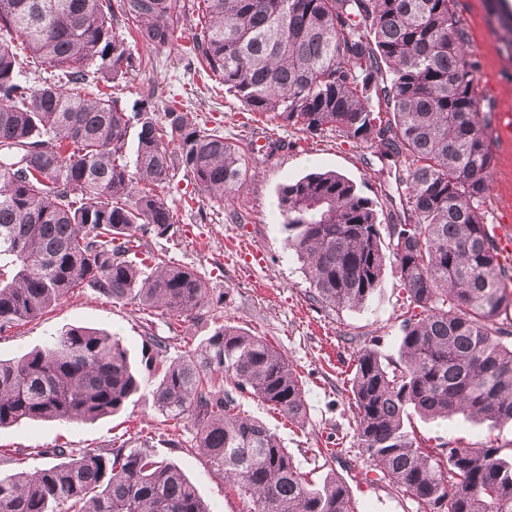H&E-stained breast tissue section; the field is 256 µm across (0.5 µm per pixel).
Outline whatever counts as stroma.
Listing matches in <instances>:
<instances>
[{
	"instance_id": "obj_1",
	"label": "stroma",
	"mask_w": 512,
	"mask_h": 512,
	"mask_svg": "<svg viewBox=\"0 0 512 512\" xmlns=\"http://www.w3.org/2000/svg\"><path fill=\"white\" fill-rule=\"evenodd\" d=\"M455 10L478 63V108L491 113L493 203L487 222L492 225L501 221L497 200L512 190V138L501 127L502 113L512 111V56L486 0H455ZM133 50L147 63L124 86V101H134L147 86H158L164 94L155 103L157 112L176 106L202 126L253 148L247 156L246 184L222 204L201 197L183 170L172 171L167 201L175 224L167 236H144L150 252L166 254L206 278L212 300L193 317L177 321L158 311L146 313L133 300L115 302L92 289H77L44 316L0 332V357L20 356L42 346L50 334L73 326L116 334L136 364L141 361L148 323L155 335L167 339L172 359L192 351L219 325L246 329L266 337L300 373L307 417L300 424L289 421L246 394L237 398L241 415L262 420L287 448L298 470L315 484L330 476L344 481L356 512H416L417 505L408 495L367 472L354 438L351 404L350 379L359 344L374 343L385 357L400 355L405 293L395 266L387 264L381 288L363 305L337 315L312 306L306 296L309 283L288 247L276 210L281 184L325 168L351 178L378 200L381 219L402 215L407 209L406 192L395 179L394 164H381L373 142H346L329 131L310 137L245 111L211 71L188 63L181 47L157 51L137 44ZM275 138L287 141V148L268 151V140ZM234 210L244 214V221L230 220ZM187 224L194 227L189 237L183 233ZM243 250L261 251L265 264L247 266L239 257ZM154 382V377L144 375L139 391L119 412L92 422H29L1 428L0 475L41 470L47 464L45 450L58 445L79 452L123 441L141 443L155 459L179 467L212 512H249L247 501L226 489L223 475L211 468L206 457L188 448L191 424L167 421L157 411ZM410 421L412 430L432 446L458 442L512 453V423L492 426L461 414L437 422L414 415ZM174 434L185 440V447L170 446Z\"/></svg>"
}]
</instances>
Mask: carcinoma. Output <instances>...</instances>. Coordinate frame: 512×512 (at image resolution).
<instances>
[{
	"mask_svg": "<svg viewBox=\"0 0 512 512\" xmlns=\"http://www.w3.org/2000/svg\"><path fill=\"white\" fill-rule=\"evenodd\" d=\"M455 0H0V331L36 318L75 289L137 300L171 317L210 300L193 270L129 255L165 236L164 189L183 169L210 201L247 182L245 149L171 106L152 87L129 105L112 88L141 69L120 26L156 50L188 38L248 112L309 136L374 141L398 165L406 215L381 224L356 182L323 170L279 186L276 209L309 281L308 299L336 313L382 286L386 254L407 294L401 354L356 352L351 382L357 447L418 512H512V460L498 448L433 450L407 430L414 412L512 421V269L486 224L494 157L489 113L477 109L476 64ZM135 160H128L129 136ZM147 333L141 363L152 397L188 421L193 448L236 488L249 512H355L338 479L313 487L260 420L248 394L292 421L306 415L303 381L264 338L228 324L167 360ZM140 389L119 337L88 327L0 359V428L94 421ZM33 476L0 477V512H211L175 465L122 443L78 454L57 448Z\"/></svg>",
	"mask_w": 512,
	"mask_h": 512,
	"instance_id": "carcinoma-1",
	"label": "carcinoma"
}]
</instances>
